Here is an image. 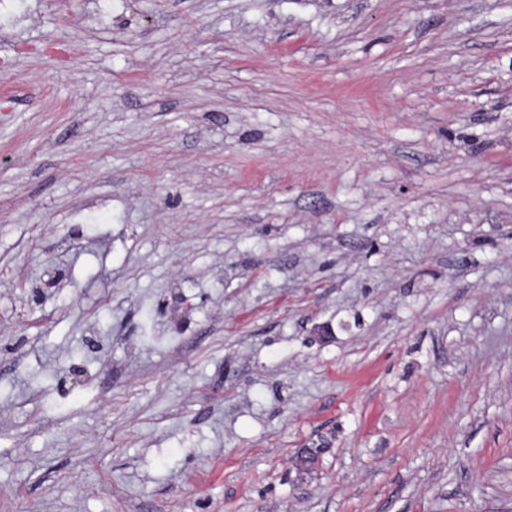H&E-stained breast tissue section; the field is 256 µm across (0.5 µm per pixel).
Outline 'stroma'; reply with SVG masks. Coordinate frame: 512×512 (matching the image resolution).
<instances>
[{
  "instance_id": "1",
  "label": "stroma",
  "mask_w": 512,
  "mask_h": 512,
  "mask_svg": "<svg viewBox=\"0 0 512 512\" xmlns=\"http://www.w3.org/2000/svg\"><path fill=\"white\" fill-rule=\"evenodd\" d=\"M0 512H512V0H0Z\"/></svg>"
}]
</instances>
